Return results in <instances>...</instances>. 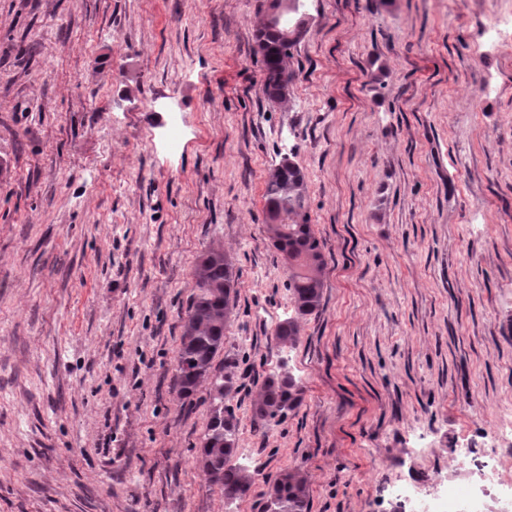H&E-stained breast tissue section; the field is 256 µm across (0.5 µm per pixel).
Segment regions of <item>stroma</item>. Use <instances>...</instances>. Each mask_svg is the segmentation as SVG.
Here are the masks:
<instances>
[{
	"label": "stroma",
	"mask_w": 512,
	"mask_h": 512,
	"mask_svg": "<svg viewBox=\"0 0 512 512\" xmlns=\"http://www.w3.org/2000/svg\"><path fill=\"white\" fill-rule=\"evenodd\" d=\"M266 0H0V512H263L282 470L310 512H394L460 450L512 460V0H305L290 102L265 97ZM181 119L171 149L167 120ZM293 157L328 274L293 310L267 235ZM238 273L229 504L198 462L208 384L176 385L196 263ZM303 400L267 437L280 367ZM303 393V387L290 372L268 375L260 396L252 404L254 431L262 438L266 437L272 425L280 424L288 412L301 405Z\"/></svg>",
	"instance_id": "stroma-1"
}]
</instances>
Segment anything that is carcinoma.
I'll list each match as a JSON object with an SVG mask.
<instances>
[{"label": "carcinoma", "mask_w": 512, "mask_h": 512, "mask_svg": "<svg viewBox=\"0 0 512 512\" xmlns=\"http://www.w3.org/2000/svg\"><path fill=\"white\" fill-rule=\"evenodd\" d=\"M290 2L292 8L279 26H272L266 18L255 34L264 95L279 105L289 101V87L296 78L294 50L309 24L308 14L301 10L302 0ZM307 193L306 175L297 163L286 158L269 170L263 195L266 220L278 225V240L273 247L288 268V291L294 312L274 331L277 344L284 347L297 343L300 320L318 313L322 307L327 261L311 224ZM237 280L234 266L223 249L210 248L200 257L176 356L182 398L191 397L203 382L210 385L211 419L202 440L199 464L210 481L220 487L224 501L231 504L247 497L254 484L253 474L235 461L238 420L234 409L224 405L236 391L237 363L226 360L222 375L213 366L216 354L224 348V330ZM303 393V387L291 373L268 375L260 396L252 404L254 431L266 437L271 426L280 424L301 405ZM269 496L277 499L282 512H309L307 480L297 469L283 471Z\"/></svg>", "instance_id": "carcinoma-1"}]
</instances>
